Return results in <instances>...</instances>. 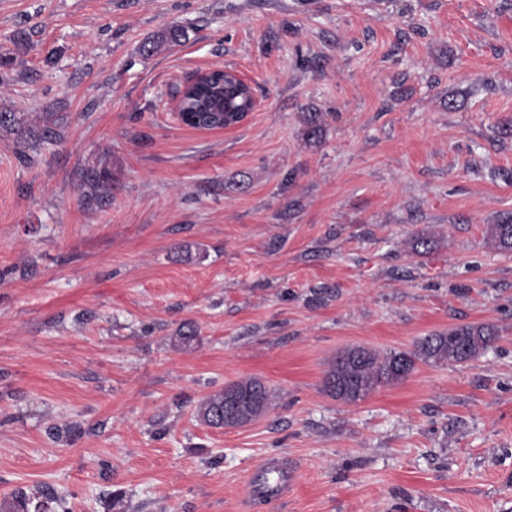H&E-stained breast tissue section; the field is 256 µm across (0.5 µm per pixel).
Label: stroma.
Returning <instances> with one entry per match:
<instances>
[{"instance_id": "obj_1", "label": "stroma", "mask_w": 512, "mask_h": 512, "mask_svg": "<svg viewBox=\"0 0 512 512\" xmlns=\"http://www.w3.org/2000/svg\"><path fill=\"white\" fill-rule=\"evenodd\" d=\"M1 45L0 497L246 512L273 455L294 481L262 512H512V252L487 235L512 212V0H0ZM213 68L257 107L181 123ZM466 324L499 332L478 359L322 387L341 350ZM251 377L260 418L196 419ZM183 37V30L178 26H172L165 33L159 34L152 40L145 42L142 46V52L149 56L162 49H169L180 43Z\"/></svg>"}]
</instances>
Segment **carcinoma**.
I'll use <instances>...</instances> for the list:
<instances>
[{"label":"carcinoma","instance_id":"cac0c4a2","mask_svg":"<svg viewBox=\"0 0 512 512\" xmlns=\"http://www.w3.org/2000/svg\"><path fill=\"white\" fill-rule=\"evenodd\" d=\"M184 32L177 26L157 35L142 46L149 56L181 42ZM222 96V106L234 107L232 98L224 95L219 84L203 85L186 99L183 111L195 114L192 127L218 129L211 118L212 101ZM488 234L496 246L512 251V214L488 227ZM497 339L496 330L487 325H462L446 332H435L420 338L411 352L379 354L363 347H352L339 352L331 360L323 378L326 392L335 398L356 402L381 385L404 379L421 359L435 364L461 363L485 353ZM269 393L257 379L238 381L217 390L202 399L196 408V418L213 428L243 426L260 416L268 407Z\"/></svg>","mask_w":512,"mask_h":512}]
</instances>
